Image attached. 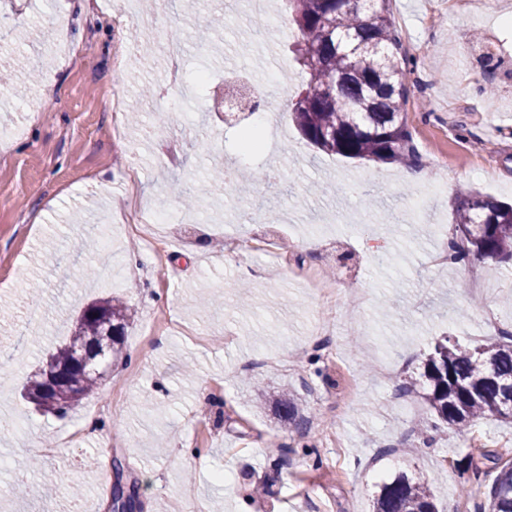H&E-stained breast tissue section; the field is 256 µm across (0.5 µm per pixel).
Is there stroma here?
I'll use <instances>...</instances> for the list:
<instances>
[{
  "label": "stroma",
  "mask_w": 512,
  "mask_h": 512,
  "mask_svg": "<svg viewBox=\"0 0 512 512\" xmlns=\"http://www.w3.org/2000/svg\"><path fill=\"white\" fill-rule=\"evenodd\" d=\"M273 18L214 31L224 0H167L162 37L185 45L180 77L157 43L142 42L122 74L112 58L134 24L114 6L155 0H0V61L18 59L0 85V512H109L114 459L139 487L141 512H371L382 476L404 470L431 487L439 512H475L496 474L468 472L471 449L512 448V422L480 421L467 436L415 426L425 408L402 383L442 336L475 347L494 313L512 334V266L432 264L455 237L454 203L472 190L512 205V0H390L393 27L415 67L404 115L421 160L448 166L447 186L405 182L399 165L318 151L291 115L270 113L247 178L210 192L202 175L236 160L245 109L219 118L206 90L183 81L207 71L224 87L248 67L272 101L306 81L292 52L284 0ZM496 68L485 69L484 48ZM179 102L157 124L142 85ZM264 171L267 181L254 179ZM181 211L150 267L127 194ZM272 247H265V240ZM314 248H306V241ZM96 273L74 284L84 263ZM125 267L119 286L107 280ZM40 282L39 301L30 298ZM117 296L135 315L126 360L65 418L36 412L20 393L42 350L71 334L82 307ZM356 322L312 348L324 320ZM289 391L306 435L259 400ZM43 449L33 453L31 443ZM401 453H393L394 445ZM36 461L34 476L26 464ZM27 476L26 495L15 481ZM80 477L85 492L65 488Z\"/></svg>",
  "instance_id": "obj_1"
}]
</instances>
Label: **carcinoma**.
<instances>
[{"label": "carcinoma", "instance_id": "obj_1", "mask_svg": "<svg viewBox=\"0 0 512 512\" xmlns=\"http://www.w3.org/2000/svg\"><path fill=\"white\" fill-rule=\"evenodd\" d=\"M297 29L296 61L307 81L296 96L292 118L315 148L350 159L416 165L412 135L403 117L409 96L410 61L388 16V0H285ZM455 229L463 246L451 243L457 260L470 255L495 265L512 264V206L480 192L456 202ZM130 306L119 298L87 304L69 339L46 355L64 372L65 385L46 397L41 372L30 377L25 398L55 404L56 414L73 407L67 386L87 396L99 378L76 368L78 349L97 348L115 363L125 358ZM404 390L417 395L433 419L460 435L480 420H512V340L493 338L471 348L443 338L425 354L422 370ZM278 418L304 430L307 419L293 394L276 404ZM480 512H512V462L499 466ZM372 512H438L429 485L401 472L384 480L372 499Z\"/></svg>", "mask_w": 512, "mask_h": 512}]
</instances>
